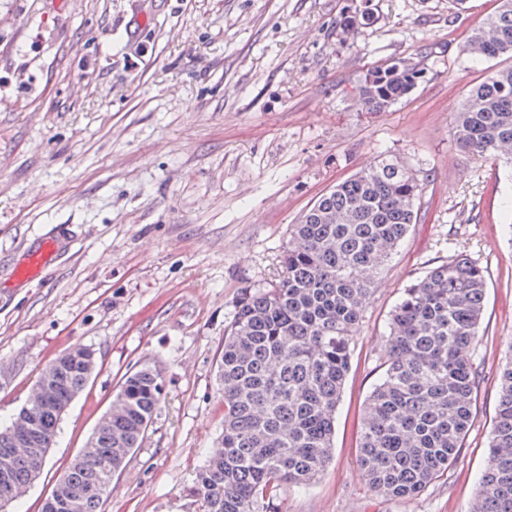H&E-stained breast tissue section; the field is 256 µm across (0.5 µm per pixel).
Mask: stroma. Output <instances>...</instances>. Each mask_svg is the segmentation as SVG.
<instances>
[{
  "mask_svg": "<svg viewBox=\"0 0 512 512\" xmlns=\"http://www.w3.org/2000/svg\"><path fill=\"white\" fill-rule=\"evenodd\" d=\"M498 0H0V426L40 369L77 345L98 368L10 512H42L124 377H162L161 409L102 512H196V471L224 425V330L246 290L277 279L288 227L385 157L422 181L421 221L363 307L313 485L272 512H469L488 465L498 369L512 342V167L450 131L472 88L512 58L460 46ZM359 15L352 30L344 19ZM413 59L425 77L386 111L355 88ZM53 240L32 279L16 269ZM466 256L485 272L481 372L457 464L421 495L373 492L358 462L402 288Z\"/></svg>",
  "mask_w": 512,
  "mask_h": 512,
  "instance_id": "stroma-1",
  "label": "stroma"
}]
</instances>
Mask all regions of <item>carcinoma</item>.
<instances>
[{"instance_id":"obj_1","label":"carcinoma","mask_w":512,"mask_h":512,"mask_svg":"<svg viewBox=\"0 0 512 512\" xmlns=\"http://www.w3.org/2000/svg\"><path fill=\"white\" fill-rule=\"evenodd\" d=\"M471 57L512 55V0L461 45ZM422 77L390 60L367 71L357 94L383 112ZM455 143L512 164V66L494 70L462 103ZM421 183L402 161L385 159L322 194L291 225L282 274L241 295L224 336L219 378L224 431L196 473L199 512H260L277 495L309 486L328 463L336 408L351 369L363 304L412 225ZM484 270L458 257L403 288L390 313L384 371L360 428L369 487L393 499L419 496L456 465L479 385L467 352L481 343ZM498 371L490 461L470 512H512V342ZM68 350L42 368L36 391L0 427V498L17 501L47 462L61 415L95 370ZM160 373L128 374L103 423L47 498L43 512H100L112 477L139 447L162 400Z\"/></svg>"}]
</instances>
